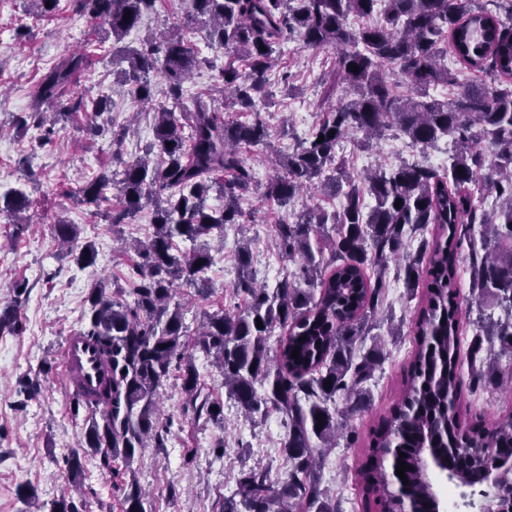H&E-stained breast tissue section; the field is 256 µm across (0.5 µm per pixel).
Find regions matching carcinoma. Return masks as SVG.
Returning <instances> with one entry per match:
<instances>
[{"mask_svg":"<svg viewBox=\"0 0 512 512\" xmlns=\"http://www.w3.org/2000/svg\"><path fill=\"white\" fill-rule=\"evenodd\" d=\"M158 2L69 0V8L92 25L107 24L119 43L155 12ZM489 2L487 7L476 0H190V11L172 31L148 36L124 51L131 102L155 99L150 73L157 72L166 83V99L180 105L191 74L215 68L184 33L197 21L207 23L209 45L224 51L218 92L252 120H231L201 95L179 113L160 102L149 150L128 160L114 150L118 169L101 168L75 192L79 204L97 210L113 191L118 205L106 215L108 223L129 224L146 209L154 226L151 238L138 244L132 288L112 290L105 281H94L78 332L93 344L108 376L92 396L74 391L72 402L76 410L102 409L101 421L84 433L83 447L99 455L108 471L122 459L129 480L123 484L120 512H147L131 465L148 442L164 447L167 427L159 422L157 399L173 359L183 364L182 389L196 417L224 415L223 405L201 397L193 350L215 358L224 386L246 414L272 409L288 417V436L281 444L288 465L284 478L270 479L269 468L261 466L241 472L238 490L224 499L222 512H339L316 480L318 459L336 446L339 429L329 403L345 396L348 416L370 401L363 383L384 354L375 342L359 357L356 344L374 329L370 314L392 259L404 262L409 290L424 289L426 305L415 325L403 397L370 434L363 492L380 512L424 506L434 488L427 471L413 466V458L425 445L441 458L450 456L452 448L465 449L462 458L450 456L457 480L487 484L486 497L507 494L512 473L505 471L488 484L484 471L487 449L512 451V415L492 422L478 415L465 425L457 409L463 391L457 373L463 333L457 293L459 226L482 225L481 246L469 256L477 299L512 311V0ZM292 41L315 52L333 51L326 93L344 84L352 96L323 112L288 153L274 160V173L260 186L240 148L270 145L271 131L258 104L268 100L272 84L288 79L275 69V54ZM351 63L359 72L351 71ZM86 65L87 57L73 52L40 76L33 108L17 119L22 129L44 130L39 145L48 144L54 134L49 114L86 112L88 131L102 133L97 119L110 111V98L87 99L74 92ZM388 66L399 68L410 93H399L386 81ZM468 72L484 79H468ZM439 86L452 89V99L429 94ZM393 126L422 150L451 138L449 167L404 163L363 179L350 176L337 153L341 142L352 135L362 147L357 134L369 138ZM473 185L495 196L494 209H484ZM258 187L266 201L282 208L315 188H329L344 202L332 212L309 208L295 221L277 225L279 250L299 260V272L274 288L256 285L249 273V243L239 244L240 275L233 293L245 299V309L234 315L224 310L205 314L189 340L179 305H171L173 286L181 282L202 296L209 293L206 273L223 251L210 241L224 242L227 224L252 223L241 201ZM213 191L223 198L219 207L208 205ZM398 199L402 205L397 207ZM3 200L0 212L8 213L19 235L30 223L26 213L32 200L21 188L9 189ZM431 224L442 233L422 239L419 249L408 253V234L423 235ZM54 230L76 264L84 268L96 262L94 245L80 242L77 225L60 220ZM180 240L190 242V249L181 250ZM20 326L17 310L5 306L0 335L16 333ZM277 328L284 336L271 357L266 340ZM303 335L306 339L299 340ZM486 335L488 359L478 360L479 340L469 351L472 360L480 361L472 372L474 387L495 382L491 359L512 358V318L493 324ZM295 349L298 357L293 358ZM258 384L264 393H258ZM401 452L407 457L400 458ZM400 459L409 466L406 485L385 466Z\"/></svg>","mask_w":512,"mask_h":512,"instance_id":"1","label":"carcinoma"}]
</instances>
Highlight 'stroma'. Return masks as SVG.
<instances>
[{
  "mask_svg": "<svg viewBox=\"0 0 512 512\" xmlns=\"http://www.w3.org/2000/svg\"><path fill=\"white\" fill-rule=\"evenodd\" d=\"M65 0H60L53 17L38 19L28 13L26 0H0V195L22 187L35 205L33 219L21 238H13V227L0 213V308L16 302L23 328L17 334L0 335V512H27L21 489L30 487L39 504L51 506L64 498L81 504L82 512H119L121 494L113 478L102 469L98 458L82 460L79 486L66 477L67 461L88 428L92 415L74 410L71 392L62 381V350L67 336L81 326L88 287L105 280L112 287H124L134 257L126 245L146 240L153 232L147 213L132 223L113 230L111 225L91 216L70 198L58 196V188L78 189L101 167L112 163V133L97 137L84 132L86 118L76 114L59 122L53 141L38 146V129L18 130L15 117L29 111L31 91L43 73L45 54L59 59L74 51L89 54V64L79 76L78 92L89 96L109 94L113 100L111 117L115 127L125 128L121 146L124 156L142 154L153 138L151 107L134 105L117 81V65L112 62V40L106 32H94L90 25L75 30ZM28 25L30 36L17 42L14 30ZM332 53L313 54L290 43L280 54L278 65L288 70L297 86L296 95H286L273 87L262 112L272 134L275 149H288L295 138L322 116L321 75L332 66ZM349 158L351 173L404 162H422L443 167L452 152L450 138L422 150L396 132H387L365 150L341 145ZM253 215L247 228H224V251L208 272L212 290L199 296L194 289L177 288L184 322L196 329L203 314L239 306L232 293L238 277L233 253L240 239H248L253 254L252 274L261 286L275 287L295 272L278 248L275 228L285 218V210L269 206L258 194L243 203ZM64 218L75 224L80 237L97 249L93 266L79 268L66 257L55 238L53 222ZM479 229L466 230L457 247L458 287L465 338H472L478 318H504L501 308L473 304L470 288L469 254L479 241ZM376 320L381 327L385 360L365 383L371 392L368 409L350 416L347 427L352 438H338L320 461L319 488L335 499L339 512H379L365 502L361 470L368 454V436L379 419L401 398L404 373L415 350L412 330L424 303L422 292H409L399 276L397 262H389ZM26 284L15 295L14 283ZM192 361L199 373L204 394L224 406V423L215 425L195 418L187 408L178 372H171L159 390V417L170 432L164 447L147 449L137 457L133 469L148 494L153 512H221L225 496L236 488L242 470L260 465L272 474L284 473L280 444L288 433L282 413L271 410L252 418L242 416L227 395L224 375L213 357L194 353ZM38 376L40 388L28 394L29 376ZM480 411L496 419L512 414V383L503 388L488 385L464 390L460 415Z\"/></svg>",
  "mask_w": 512,
  "mask_h": 512,
  "instance_id": "obj_1",
  "label": "stroma"
}]
</instances>
